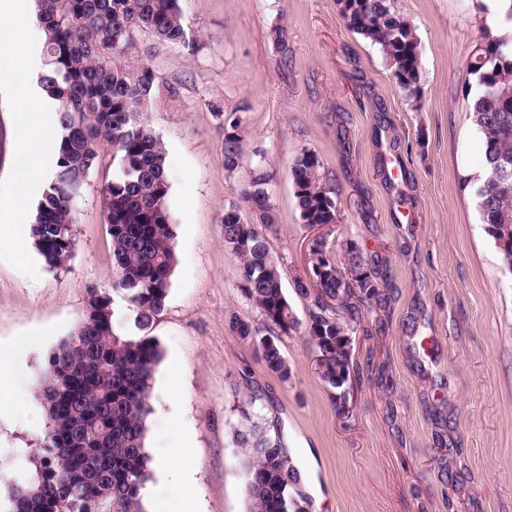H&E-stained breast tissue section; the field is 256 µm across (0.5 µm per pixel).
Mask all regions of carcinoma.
Listing matches in <instances>:
<instances>
[{"mask_svg":"<svg viewBox=\"0 0 512 512\" xmlns=\"http://www.w3.org/2000/svg\"><path fill=\"white\" fill-rule=\"evenodd\" d=\"M44 32V67L37 83L55 104V161L37 204L31 236L52 270L63 271L75 245L77 200L107 149L115 167L100 193L112 247V290L90 288L86 313L74 332L48 354L37 393L45 410L40 447L26 456L7 487L5 512H145L143 490L150 478L145 450L150 390L161 349L151 337L120 335L114 329L113 296H123L134 324L147 328L168 297L176 264L169 207L170 183L161 138L144 121L154 99L155 75L142 63L124 61L137 33L193 49L179 0H34ZM347 28L376 46L409 100L422 94L420 43L411 23L391 0H336ZM468 68L475 76L470 98L484 145L479 207L494 240H512V32L486 29ZM243 127L224 123V168L232 173L242 151ZM317 155L301 149L290 170L304 224L336 223L337 194L320 178ZM270 175L258 164L240 190V204L224 211V241L241 259L242 291L264 316L266 334L232 317L229 328L251 340L266 367L286 380L287 359L278 336L299 321L283 288L280 260L255 229L276 223L268 190ZM247 210L249 217L242 216ZM329 270L317 284L307 328L318 351V371L331 389L341 388L347 333L342 311L353 294L336 279V254L316 241ZM382 284L365 268L358 290L376 299ZM252 396L238 406L232 444L245 473L249 512H309L301 475L289 457L277 425L268 421Z\"/></svg>","mask_w":512,"mask_h":512,"instance_id":"carcinoma-1","label":"carcinoma"}]
</instances>
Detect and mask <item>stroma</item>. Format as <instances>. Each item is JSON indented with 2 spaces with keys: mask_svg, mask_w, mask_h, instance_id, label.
<instances>
[{
  "mask_svg": "<svg viewBox=\"0 0 512 512\" xmlns=\"http://www.w3.org/2000/svg\"><path fill=\"white\" fill-rule=\"evenodd\" d=\"M484 0H392L421 43L419 101L401 94L376 46L350 31L336 0H181L197 50L140 32L128 58L148 63L155 95L145 119L162 139L177 262L164 309L147 333L160 345L147 418L150 458L194 436L189 467L202 512H248L232 445L237 405L263 394L301 471L310 512H512V271L463 177L483 170V141L466 95L468 60L485 28L512 30ZM284 30L276 38V30ZM18 108L0 92V192L14 188ZM244 130L224 168V120ZM313 151L335 188L334 250L353 239L387 286L351 322L350 376L322 382L304 324L314 295L295 288L314 234L302 223L290 168ZM265 151L277 222L259 232L280 258L300 329L280 336V379L230 317L260 328L241 291V262L224 245L225 208L238 203ZM88 178L67 269L25 246L0 247V369L16 395L0 414V491L21 453L38 447L45 415L36 386L51 349L81 320L92 287L114 278L100 188ZM180 470L152 472L146 512H181Z\"/></svg>",
  "mask_w": 512,
  "mask_h": 512,
  "instance_id": "stroma-1",
  "label": "stroma"
}]
</instances>
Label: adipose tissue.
<instances>
[{
  "label": "adipose tissue",
  "mask_w": 512,
  "mask_h": 512,
  "mask_svg": "<svg viewBox=\"0 0 512 512\" xmlns=\"http://www.w3.org/2000/svg\"><path fill=\"white\" fill-rule=\"evenodd\" d=\"M31 0H0V85H15L29 76L32 52L41 41ZM49 99L39 88H28L21 103L23 117L17 134V147L26 162L17 170L19 188L0 204V236L6 235L11 221L26 217L22 185L46 174L41 160L45 134V112Z\"/></svg>",
  "instance_id": "adipose-tissue-1"
}]
</instances>
